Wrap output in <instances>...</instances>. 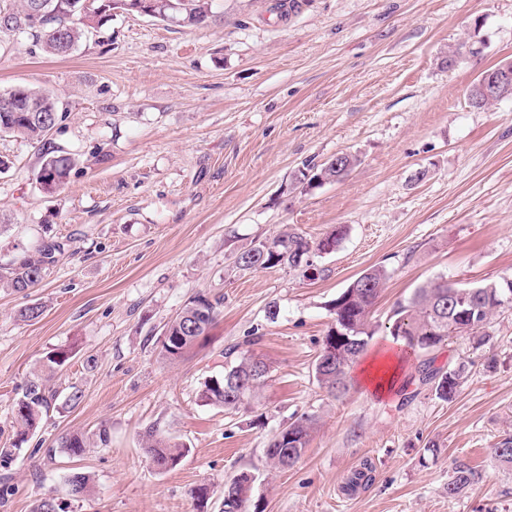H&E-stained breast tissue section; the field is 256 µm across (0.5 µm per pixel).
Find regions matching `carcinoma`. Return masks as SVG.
<instances>
[{
	"label": "carcinoma",
	"mask_w": 512,
	"mask_h": 512,
	"mask_svg": "<svg viewBox=\"0 0 512 512\" xmlns=\"http://www.w3.org/2000/svg\"><path fill=\"white\" fill-rule=\"evenodd\" d=\"M151 17L167 21L176 19L188 27L206 25L212 18L211 0H148ZM70 0H0V15L10 17L11 24L0 25V32L11 33L17 27L26 28L33 46L53 56L69 55L93 30L112 20L119 10L133 13L135 9L125 0H92L77 20L68 15ZM42 6V14L33 15L35 6ZM67 119L61 102L41 90L14 89L0 91V134L23 137L39 146L41 167L39 180L52 183L53 188L62 185L70 168L71 159L56 155L51 132L61 128ZM359 159L350 154L316 164L306 162L298 170L295 180L299 184L330 183L344 178L358 164ZM343 228L332 231L318 241L309 240L295 232H285L272 239L261 240L239 253L237 265L243 270L254 269L257 255H265L260 268L288 267L307 271V259L312 249L321 245L336 249ZM61 245L42 246L31 254L15 258L0 265V283L17 293H23L44 278L53 263L55 252ZM389 279L383 266L364 270L352 280L329 304L334 315L315 362V376L323 388L339 397L350 390V369L366 353L374 332L369 317ZM220 299L199 294L189 300L176 318L167 325L164 339L160 340L162 355L175 360L205 335L217 317ZM512 308V288L504 280L490 281L477 287H455L444 277L435 278L415 289L412 296L398 304L389 318L390 334L403 342L405 353L418 360L416 372L422 384H431L438 397L452 399L460 386L464 368L444 369L434 366L430 353L448 340L466 336L481 345L489 337V325L504 309ZM268 365L253 356H241L224 375L203 382L201 399L208 405L236 409L252 398L268 377ZM253 376L252 385L240 396L231 395L226 387L232 379ZM55 394L47 390L38 376L27 381L21 396L14 404L16 440L9 448H0V458L10 457L21 448L30 433L36 431L39 420L48 411ZM315 418L301 415L285 427L288 443L277 444V450L265 453L274 469L293 466L304 454ZM61 447L68 455L79 456L86 448L84 436L78 432L61 439ZM150 463L161 471L175 469L188 449L173 443L159 429L151 427L143 436ZM286 447L292 457L283 459L281 448ZM496 460L512 466V435L503 438L494 448ZM484 474L465 458L453 460L448 476V497L458 498L472 486L482 482ZM70 495L79 498L89 489V477L73 474L68 478ZM248 501L243 482L232 479L224 484V512H243Z\"/></svg>",
	"instance_id": "carcinoma-1"
}]
</instances>
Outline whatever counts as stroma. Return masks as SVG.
Listing matches in <instances>:
<instances>
[{
    "mask_svg": "<svg viewBox=\"0 0 512 512\" xmlns=\"http://www.w3.org/2000/svg\"><path fill=\"white\" fill-rule=\"evenodd\" d=\"M276 2L212 0L198 28L118 12L66 57L0 34V91L57 95L68 118L52 139L74 161L44 192L36 145L0 135V264L63 247L35 288H0V447L15 436L21 386L48 353L72 352L49 377V412L0 465V512L48 497L67 512H223L224 483L242 471L262 512H512V467L492 454L512 434V310L485 345L463 336L436 352V366L465 368L452 400L415 382L411 362L382 398L358 385L338 398L315 377L329 303L363 270L390 274L372 354H398L388 319L424 282L512 278V98L482 109L467 99L512 58V0ZM453 49L456 65L441 67ZM342 152L359 158L343 180L294 186L304 162ZM340 226L317 279L235 266L255 241ZM199 293L221 299L219 316L168 360L165 326ZM31 304L42 316L18 320ZM235 349L268 364L264 386L235 410L205 404L204 380ZM303 413L317 419L304 454L271 468L269 438ZM103 425L106 446L95 440ZM153 425L189 450L174 470L145 455ZM72 432L90 440L78 458L58 446ZM458 457L486 478L452 499ZM366 462L369 485L346 491ZM76 472L90 478L82 498L69 495ZM202 484L213 490L203 506L192 495Z\"/></svg>",
    "mask_w": 512,
    "mask_h": 512,
    "instance_id": "stroma-1",
    "label": "stroma"
}]
</instances>
